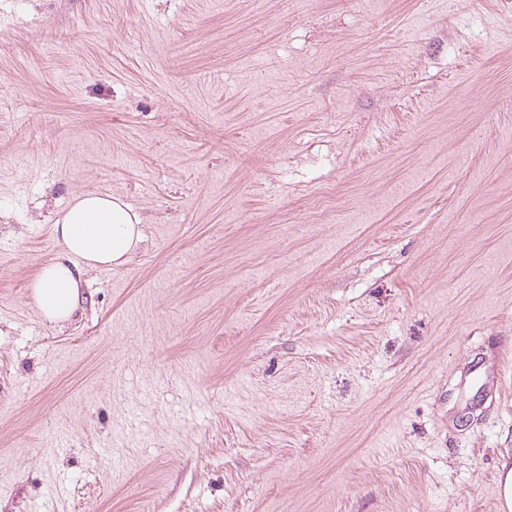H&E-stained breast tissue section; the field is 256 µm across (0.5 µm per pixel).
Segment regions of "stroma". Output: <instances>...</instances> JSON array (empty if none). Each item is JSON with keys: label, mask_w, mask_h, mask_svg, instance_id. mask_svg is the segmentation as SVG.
Segmentation results:
<instances>
[{"label": "stroma", "mask_w": 512, "mask_h": 512, "mask_svg": "<svg viewBox=\"0 0 512 512\" xmlns=\"http://www.w3.org/2000/svg\"><path fill=\"white\" fill-rule=\"evenodd\" d=\"M131 260L45 320L85 192ZM512 0H0V512H503ZM140 215L119 198L89 192L73 198L53 220L59 251L31 281L44 319L70 321L82 307L83 271L126 263L144 241Z\"/></svg>", "instance_id": "stroma-1"}]
</instances>
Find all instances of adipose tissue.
Segmentation results:
<instances>
[{"instance_id":"adipose-tissue-1","label":"adipose tissue","mask_w":512,"mask_h":512,"mask_svg":"<svg viewBox=\"0 0 512 512\" xmlns=\"http://www.w3.org/2000/svg\"><path fill=\"white\" fill-rule=\"evenodd\" d=\"M140 215L119 198L89 192L73 198L52 224L59 245L30 283L44 319L70 321L81 308L82 275L126 263L144 240Z\"/></svg>"}]
</instances>
